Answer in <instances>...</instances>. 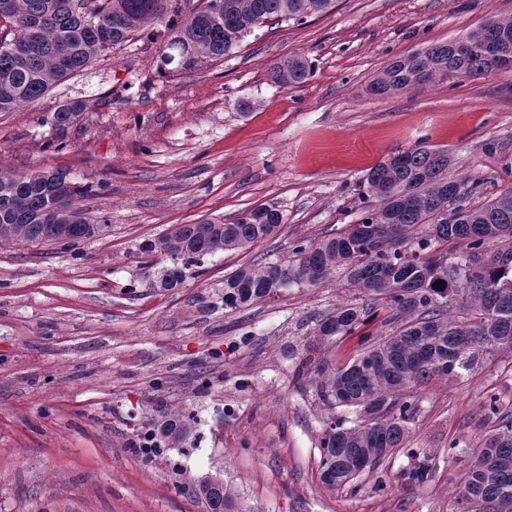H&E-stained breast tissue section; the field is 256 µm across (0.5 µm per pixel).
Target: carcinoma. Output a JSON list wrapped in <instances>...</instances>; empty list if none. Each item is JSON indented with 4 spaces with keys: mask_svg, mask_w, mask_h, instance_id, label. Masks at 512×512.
Listing matches in <instances>:
<instances>
[{
    "mask_svg": "<svg viewBox=\"0 0 512 512\" xmlns=\"http://www.w3.org/2000/svg\"><path fill=\"white\" fill-rule=\"evenodd\" d=\"M12 13L0 25V112L42 97L73 72L120 48L138 35L166 41L162 63L177 71L221 61L243 38L270 21L300 22L325 12L334 0H0ZM450 41L436 43L387 64L368 91L385 95L448 79L512 71V20L489 19ZM313 75L312 63L291 56L272 74L292 87ZM85 104L50 113L46 123L65 129ZM448 150L419 144L374 166L364 179L361 220L346 231L293 248V258L253 264L224 278L220 299L239 309L291 286L316 287L336 268L363 295L316 321L305 345L320 400L359 409L361 422L330 423L320 441V478L341 487L400 447L417 406L411 385L435 376L470 372L485 355L512 350V187L472 208L453 194ZM89 192L62 170L25 176L0 172V244L47 242L68 250L95 236L103 225L84 220L76 199ZM284 215L276 205L252 209L231 224H179L145 240L138 254L159 256L166 265L153 286L180 288L204 258L248 249L277 233ZM454 243L461 250L441 247ZM486 256L481 264L476 259ZM403 323L380 339L361 335L363 348L338 367L310 353L319 345L352 336L376 314L378 301ZM191 418L174 414L162 432L150 428L140 448L189 443ZM460 512H512V415L475 449L457 485ZM208 512H234L238 503L223 479L210 482Z\"/></svg>",
    "mask_w": 512,
    "mask_h": 512,
    "instance_id": "obj_1",
    "label": "carcinoma"
}]
</instances>
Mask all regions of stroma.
<instances>
[{
  "mask_svg": "<svg viewBox=\"0 0 512 512\" xmlns=\"http://www.w3.org/2000/svg\"><path fill=\"white\" fill-rule=\"evenodd\" d=\"M491 18L512 19V0H336L179 73L161 68L163 41L143 36L0 112V168L67 172L91 188L77 209L104 227L68 251L0 247V463L13 467L0 512H207L185 480L214 466L239 512H459L474 448L512 414V352L414 387L419 410L401 447L330 489L319 478L322 434L357 413L323 404L300 363L316 320L361 293L341 271L234 311L216 293L248 264L357 223L368 169L416 144L448 150L465 205L512 186V73L367 91L391 60ZM293 55L313 76L274 83L272 68ZM77 101L79 121L46 125ZM269 204L284 214L277 234L207 258L183 287H153L157 269L138 244ZM177 409L195 441L134 448ZM419 459L430 465L420 482L410 477Z\"/></svg>",
  "mask_w": 512,
  "mask_h": 512,
  "instance_id": "1",
  "label": "stroma"
}]
</instances>
